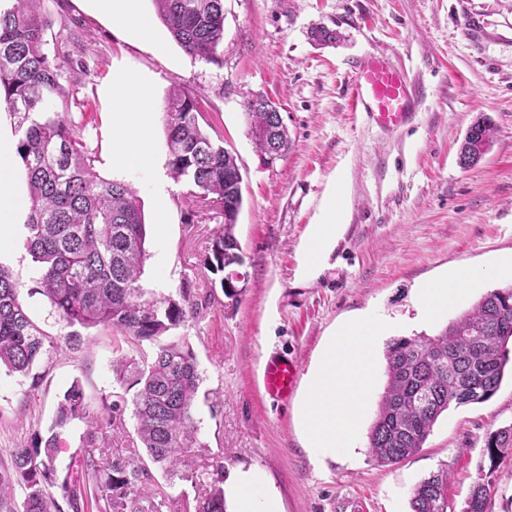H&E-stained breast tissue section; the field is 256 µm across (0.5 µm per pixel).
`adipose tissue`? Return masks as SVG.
Returning <instances> with one entry per match:
<instances>
[{"label": "adipose tissue", "instance_id": "ef3b65f1", "mask_svg": "<svg viewBox=\"0 0 512 512\" xmlns=\"http://www.w3.org/2000/svg\"><path fill=\"white\" fill-rule=\"evenodd\" d=\"M143 0H93L95 10L114 28L147 41L152 37L153 22L142 8ZM112 126L118 134L112 141V160L135 163L150 168L155 164L151 150L153 106L146 78L134 70L114 74ZM14 145L0 135V247L15 233L14 215L25 200L14 193ZM481 275L461 265L447 276L421 288L418 293L420 315L430 319L447 314L455 304L476 288ZM388 326L372 319L344 325L327 343L310 376L303 400V428L317 457L332 458L351 447L365 413L364 398L371 385L375 348ZM265 478L261 471L249 470L236 478L235 512H272L264 498Z\"/></svg>", "mask_w": 512, "mask_h": 512}]
</instances>
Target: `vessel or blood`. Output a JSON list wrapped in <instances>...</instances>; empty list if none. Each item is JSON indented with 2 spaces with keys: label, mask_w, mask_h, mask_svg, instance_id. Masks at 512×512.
<instances>
[{
  "label": "vessel or blood",
  "mask_w": 512,
  "mask_h": 512,
  "mask_svg": "<svg viewBox=\"0 0 512 512\" xmlns=\"http://www.w3.org/2000/svg\"><path fill=\"white\" fill-rule=\"evenodd\" d=\"M419 104L415 89L404 71L381 53H372L359 63L350 86L349 108L366 114L376 125L394 129L406 125ZM297 364L285 356L270 358L262 371L266 394L276 400L287 399L296 387Z\"/></svg>",
  "instance_id": "vessel-or-blood-1"
}]
</instances>
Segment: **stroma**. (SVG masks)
Returning a JSON list of instances; mask_svg holds the SVG:
<instances>
[{
  "mask_svg": "<svg viewBox=\"0 0 512 512\" xmlns=\"http://www.w3.org/2000/svg\"><path fill=\"white\" fill-rule=\"evenodd\" d=\"M50 26L48 55L82 62L68 107L84 124L98 174L138 191L147 228L141 283L164 294L190 289L209 304L174 330L193 348L203 382L195 400L196 466L220 461L225 480L241 470L264 472L275 512H342L356 499L361 512H410L414 487L448 471V500L460 508L479 479L492 482V512H512V450L490 459L488 432L512 424V378L488 401L449 407L423 448L384 466L368 453L369 429L385 384L376 357L362 430L350 450L317 462L302 429L308 376L330 336L343 323L383 315L403 336L435 334L485 293L505 287L489 276L512 257V0H224L221 63L192 59L161 22L142 42L116 32L90 0H43ZM336 30L335 44L310 41L311 27ZM389 55L420 95L409 127L385 131L348 108L358 60ZM149 78L155 104L153 169L115 168L113 72ZM200 96L212 137L239 158L243 206L234 234L245 276L236 298L204 266L224 228L214 210L193 205L185 183L169 179L164 106L172 88ZM262 93L276 101L291 140L287 154L263 166L247 134L243 103ZM495 135L481 162L459 163L460 144L477 117ZM166 194L167 222L156 220V195ZM338 199L341 229L317 274L306 268L304 245L330 199ZM27 214L0 251V267L21 286L31 319L52 336L67 332L35 293V266L24 246ZM483 271L447 317L417 322V294L456 265ZM81 348L61 349L38 365L34 379L0 370V468L9 448L47 430L73 381L98 398L114 389L112 330L96 328ZM296 361L293 395L270 399L262 385L267 358ZM85 427L60 435L56 477L75 473L89 448Z\"/></svg>",
  "mask_w": 512,
  "mask_h": 512,
  "instance_id": "stroma-1",
  "label": "stroma"
}]
</instances>
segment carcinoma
I'll return each instance as SVG.
<instances>
[{
    "label": "carcinoma",
    "instance_id": "1",
    "mask_svg": "<svg viewBox=\"0 0 512 512\" xmlns=\"http://www.w3.org/2000/svg\"><path fill=\"white\" fill-rule=\"evenodd\" d=\"M41 0H12L0 9V107L14 120L16 152L24 165L29 217L26 248L35 264V292L47 297L67 327L110 328L121 341L156 346L151 360L112 362L118 391L95 400L74 383L59 402L54 427L85 423L86 443L123 422L132 408L135 433L148 460L169 476L190 478L204 494L189 499L145 491L149 470L134 459L109 464L93 456L80 463L81 477L62 482L72 512H225L223 465L187 469L185 454L196 445L193 406L203 381L197 357L183 340L162 337L197 316L206 301L190 292L179 298L156 295L140 284L147 256L146 224L131 184L101 178L96 153L68 109L70 90L64 66L45 51L48 27ZM158 19L193 59L218 61L224 43V0H152ZM244 116L256 152L264 155L274 133L286 154L288 130L277 113L244 102ZM168 166L172 177L191 186L196 201L239 214L243 203L237 157L203 126L194 92L173 90L164 110ZM493 129L477 119L459 148V162L477 164L488 151ZM234 224H224L204 264L214 273L242 263ZM512 343V285L482 296L433 335L392 339L384 352L385 386L368 430L370 457L395 465L415 455L438 418L451 405L488 401L500 387ZM59 340L27 314L20 285L0 267V367L22 377L52 358ZM490 458L512 449V424L490 432ZM58 437L32 433L9 449V470L0 471V509L5 512H63L49 491ZM491 485L472 486L460 512H491ZM411 512H448V471L421 480L410 499Z\"/></svg>",
    "mask_w": 512,
    "mask_h": 512
}]
</instances>
